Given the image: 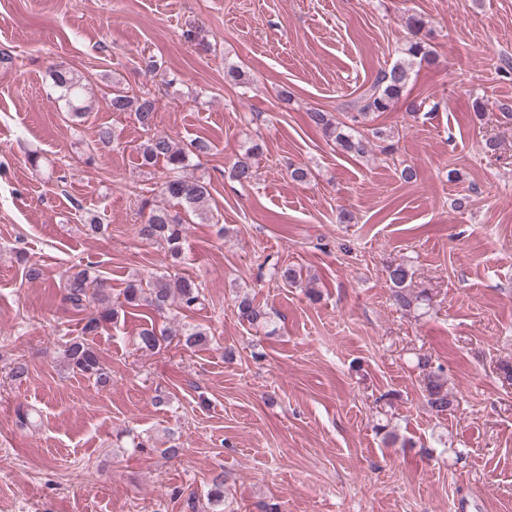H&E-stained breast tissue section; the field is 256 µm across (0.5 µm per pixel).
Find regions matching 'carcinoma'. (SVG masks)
Segmentation results:
<instances>
[{
    "instance_id": "1",
    "label": "carcinoma",
    "mask_w": 512,
    "mask_h": 512,
    "mask_svg": "<svg viewBox=\"0 0 512 512\" xmlns=\"http://www.w3.org/2000/svg\"><path fill=\"white\" fill-rule=\"evenodd\" d=\"M409 40L402 48V57L388 69L381 70L371 86L358 99V112L353 121L375 112H388L402 98L409 83L414 66L429 65L434 53L427 42L426 22L417 15L406 19ZM56 87L61 89L68 112L75 120H83L91 107L86 98V83L72 71L59 68L52 74ZM109 108L114 112H130L146 131L155 125L156 99L148 93L131 95L119 84L112 85L108 100ZM309 123L321 129L331 137L340 148L356 157H369L375 150L386 155L395 153L390 138L382 132H373L369 138L360 134L342 122L333 121L328 112L314 109L307 113ZM207 146L200 141L178 143L166 134H153L140 144L139 153L142 165L153 166L162 161L166 168V177L160 185L161 193L176 201L179 211L153 205L148 208L147 219L138 228L141 239L156 242L167 247L170 266L173 271L156 275L148 280L132 278L123 290V300H111L103 280L83 268L62 275L64 301L73 310L86 313L82 333L84 338L72 339L65 343L64 356L72 370L96 381L101 386L112 382L111 373L103 365L98 352L86 337L95 336L108 322H115L120 311L126 307L148 306L158 312L178 305L183 310H191L202 304L204 294L200 284L194 279L174 271L181 263V243L185 226L189 218L195 216L207 220L212 215L208 184L198 178L185 175L190 158L202 152ZM263 153L260 144L249 146L243 157L233 165L232 178L240 184H248L255 177L252 159ZM385 274L391 284L394 304L408 312L416 308L421 296L412 289V272L405 263H391L385 267ZM269 278L286 286L296 287L303 284V269L294 265H284L278 261L267 268ZM238 318L250 325H259L266 321V311L256 305L252 299L243 297L236 302ZM171 333L158 330L155 326L144 327L139 333L137 348L142 352L156 350ZM184 346L194 348L206 340L207 332L198 326H184L180 330ZM416 367L424 374L426 404L437 413L444 414L456 409L455 396L448 390V382L443 369L433 366L431 357L419 355Z\"/></svg>"
}]
</instances>
